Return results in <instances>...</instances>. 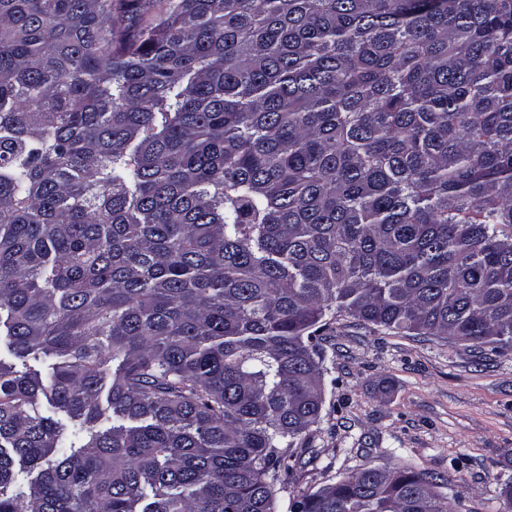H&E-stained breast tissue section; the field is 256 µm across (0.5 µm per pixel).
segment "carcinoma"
Instances as JSON below:
<instances>
[{
	"label": "carcinoma",
	"mask_w": 512,
	"mask_h": 512,
	"mask_svg": "<svg viewBox=\"0 0 512 512\" xmlns=\"http://www.w3.org/2000/svg\"><path fill=\"white\" fill-rule=\"evenodd\" d=\"M341 317L512 350V0H0V512H276Z\"/></svg>",
	"instance_id": "obj_1"
}]
</instances>
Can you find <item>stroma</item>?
<instances>
[{
    "instance_id": "1",
    "label": "stroma",
    "mask_w": 512,
    "mask_h": 512,
    "mask_svg": "<svg viewBox=\"0 0 512 512\" xmlns=\"http://www.w3.org/2000/svg\"><path fill=\"white\" fill-rule=\"evenodd\" d=\"M321 421L278 505L367 467L440 472L455 512H512V353L400 336L343 317L323 332Z\"/></svg>"
}]
</instances>
